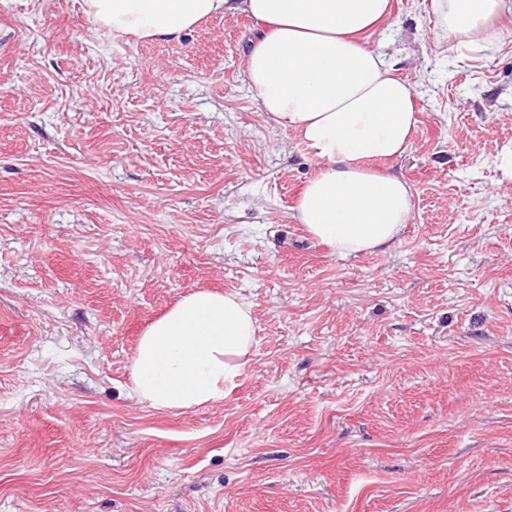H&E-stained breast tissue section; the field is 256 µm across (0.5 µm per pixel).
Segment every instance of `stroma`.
I'll list each match as a JSON object with an SVG mask.
<instances>
[{
  "instance_id": "obj_1",
  "label": "stroma",
  "mask_w": 512,
  "mask_h": 512,
  "mask_svg": "<svg viewBox=\"0 0 512 512\" xmlns=\"http://www.w3.org/2000/svg\"><path fill=\"white\" fill-rule=\"evenodd\" d=\"M253 20L113 37L82 0H0V512H512V15L367 35L409 83L413 190L385 251L292 218L319 161L243 75ZM238 294L254 356L222 403L133 391L146 326Z\"/></svg>"
}]
</instances>
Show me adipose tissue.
Wrapping results in <instances>:
<instances>
[{"mask_svg": "<svg viewBox=\"0 0 512 512\" xmlns=\"http://www.w3.org/2000/svg\"><path fill=\"white\" fill-rule=\"evenodd\" d=\"M119 36L176 39L206 18L242 13L262 28L245 78L264 112L293 129L320 161L294 208L306 231L342 253L389 248L412 220L409 184L367 160L400 158L418 117L410 86L364 36L390 0H83ZM435 28L459 46L488 42L512 0H430ZM257 320L237 294L197 290L140 337L133 390L151 407L193 410L223 401L256 346Z\"/></svg>", "mask_w": 512, "mask_h": 512, "instance_id": "ef3b65f1", "label": "adipose tissue"}]
</instances>
